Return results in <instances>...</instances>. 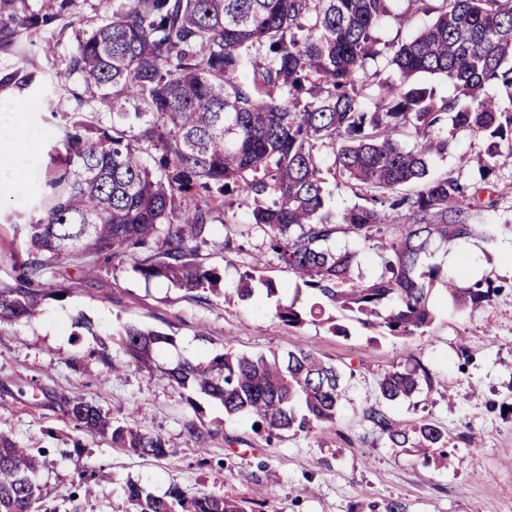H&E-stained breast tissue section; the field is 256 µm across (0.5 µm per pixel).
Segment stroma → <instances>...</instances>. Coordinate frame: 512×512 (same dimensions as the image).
I'll return each mask as SVG.
<instances>
[{
	"instance_id": "35a3bbf8",
	"label": "stroma",
	"mask_w": 512,
	"mask_h": 512,
	"mask_svg": "<svg viewBox=\"0 0 512 512\" xmlns=\"http://www.w3.org/2000/svg\"><path fill=\"white\" fill-rule=\"evenodd\" d=\"M112 0H75L71 14L53 22L12 56L0 54V70L35 74L36 88L0 89V105L26 102L20 124L35 133L24 183L42 184L56 169L49 157L71 112L93 111L77 81L57 86L54 60L66 56L75 33L90 28ZM54 47L45 54L41 43ZM30 208L22 195L0 190V289L13 286L23 257L20 225ZM502 230L495 243L479 239L438 251L454 253L448 273L469 284L474 269L495 281ZM261 240L236 238L231 247L209 244L200 254L224 275L225 296L186 291L163 280L144 281L131 264L100 267L83 277L68 264L39 299L35 316L0 324V435L40 454L44 502L53 512H126L127 482L153 495L178 488L186 497L205 493L242 500L247 512H371L372 505L403 502L407 512H512V288L490 304L457 311L434 292L436 320L411 339L382 335L341 317L347 335L326 323L283 324L279 305L311 304L309 292L277 260L267 259L262 278L280 292L247 302L232 296L249 270ZM170 334L158 348L157 371L129 363L121 346L125 326ZM251 356L311 350L344 373L346 397L325 439L282 434L268 439L250 421L228 418L223 406L171 385L160 370L178 357L209 359L224 349ZM107 352L123 369L115 376L99 361ZM422 366L432 388L393 405L394 418L411 424L432 420L450 438L447 457L423 460L410 448H393L363 419L375 403L378 380L396 366ZM82 397L113 422L161 435L169 457H140L112 445L110 435L75 427L66 399Z\"/></svg>"
}]
</instances>
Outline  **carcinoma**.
Instances as JSON below:
<instances>
[{"label":"carcinoma","instance_id":"cac0c4a2","mask_svg":"<svg viewBox=\"0 0 512 512\" xmlns=\"http://www.w3.org/2000/svg\"><path fill=\"white\" fill-rule=\"evenodd\" d=\"M72 0H0V52L69 14ZM437 18L411 41H383L380 26L405 25L418 11ZM512 0H112L89 31L76 36L58 76L91 94L97 120L72 118L54 148L63 172L52 196L28 192L37 215L25 225V258L17 285L0 289V322L30 318L38 292L74 260L90 268L133 265L145 280L190 292L219 291L221 275L205 268L200 247L216 236L230 246L244 228L263 232L264 254L276 258L318 302L350 312L388 336H424L435 318L432 292L463 307L484 306L502 286L487 277L465 288L429 261L449 242L496 239L477 223L501 193L487 176L503 151L512 155ZM399 72L381 77L379 63ZM439 75L455 95L440 97L411 78ZM32 74L0 73V88H27ZM497 85L508 102L488 97ZM484 142L483 175L474 183L431 162L457 152L459 137ZM414 140L412 146L402 138ZM331 151L325 165L321 149ZM359 203L341 213L327 205L329 182ZM248 210L239 221L237 210ZM374 243L381 272L355 273L359 251L336 249L338 236ZM247 271L235 288L241 301L256 284ZM297 299L282 306L290 327L305 322ZM173 338L129 326L124 353L152 371L154 353ZM169 383L195 389L246 416L267 435H311L336 424L344 377L313 351L267 358L230 349L207 362L182 357L164 370ZM432 378L417 368L393 369L378 382L370 422L394 448L424 453L448 447L429 419L408 426L388 408ZM70 421L109 433L139 456H165L157 435L113 425L82 399L66 401ZM135 512H244L216 494L187 498L178 489L154 496L126 485ZM38 461L0 436V512H51L43 507Z\"/></svg>","mask_w":512,"mask_h":512}]
</instances>
